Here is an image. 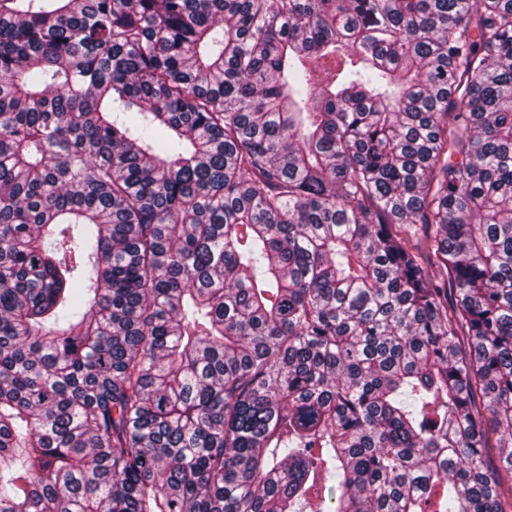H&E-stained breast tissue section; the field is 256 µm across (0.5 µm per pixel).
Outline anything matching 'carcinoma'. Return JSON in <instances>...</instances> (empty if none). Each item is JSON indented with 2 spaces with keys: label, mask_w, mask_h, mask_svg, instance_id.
<instances>
[{
  "label": "carcinoma",
  "mask_w": 512,
  "mask_h": 512,
  "mask_svg": "<svg viewBox=\"0 0 512 512\" xmlns=\"http://www.w3.org/2000/svg\"><path fill=\"white\" fill-rule=\"evenodd\" d=\"M0 512H512V0H0Z\"/></svg>",
  "instance_id": "obj_1"
}]
</instances>
